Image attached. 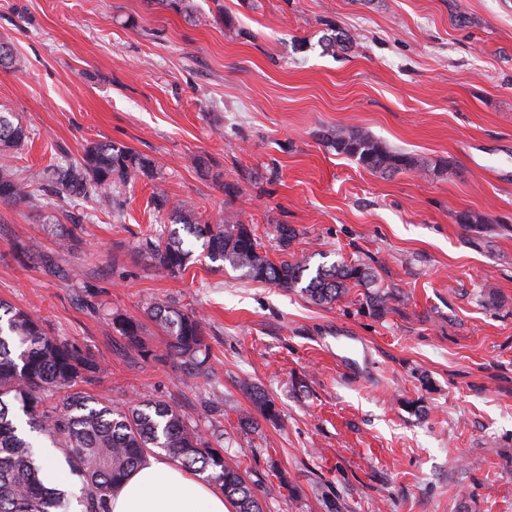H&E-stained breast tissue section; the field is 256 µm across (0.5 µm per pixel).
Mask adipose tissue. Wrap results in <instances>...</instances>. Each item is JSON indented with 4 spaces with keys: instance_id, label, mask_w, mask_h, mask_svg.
<instances>
[{
    "instance_id": "obj_1",
    "label": "adipose tissue",
    "mask_w": 512,
    "mask_h": 512,
    "mask_svg": "<svg viewBox=\"0 0 512 512\" xmlns=\"http://www.w3.org/2000/svg\"><path fill=\"white\" fill-rule=\"evenodd\" d=\"M109 512H230L224 493L177 463L149 458L115 489Z\"/></svg>"
}]
</instances>
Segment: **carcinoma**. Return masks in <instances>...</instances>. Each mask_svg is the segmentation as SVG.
<instances>
[{"mask_svg": "<svg viewBox=\"0 0 512 512\" xmlns=\"http://www.w3.org/2000/svg\"><path fill=\"white\" fill-rule=\"evenodd\" d=\"M323 138L337 153L354 159L369 171L395 174L425 167V162L406 152L392 151L368 132L347 127L328 131ZM29 139L27 130L12 112L0 109V149L18 152ZM155 164L143 155L112 142L92 143L78 160H64L35 175L57 192L93 200L120 197V190L138 174L153 176ZM32 181L0 171V201L36 206ZM170 207L172 223L180 224L201 242L206 257L217 268L228 265L245 278L285 290L300 289L312 302L325 305L342 298L349 285L368 289L369 310L383 316L395 295L377 285L375 273L358 264L320 265L309 273V258L290 251L298 231L276 225L284 257L277 263L263 254L245 224H210L184 201ZM139 253L155 271L169 276L184 273L191 251L179 233L165 238H142ZM147 317L166 335L165 357L178 361L195 378H209V348L202 319L183 312L168 301L146 307ZM112 329L139 348L142 324L118 312L109 314ZM104 355H96L76 343L49 335L29 311L0 301V512H106L112 492L131 471L161 450L182 468L207 474L224 490L235 512H262L254 489L235 469L224 463L223 449L215 448L180 411L162 401L134 398L118 407L85 386L105 372ZM260 415L277 417L273 401L264 389L246 383ZM44 438L64 457L69 474L79 484L75 494L48 482L32 451Z\"/></svg>", "mask_w": 512, "mask_h": 512, "instance_id": "cac0c4a2", "label": "carcinoma"}]
</instances>
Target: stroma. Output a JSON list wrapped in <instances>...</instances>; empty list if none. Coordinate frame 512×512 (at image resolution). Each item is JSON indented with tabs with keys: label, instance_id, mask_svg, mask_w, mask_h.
<instances>
[{
	"label": "stroma",
	"instance_id": "obj_1",
	"mask_svg": "<svg viewBox=\"0 0 512 512\" xmlns=\"http://www.w3.org/2000/svg\"><path fill=\"white\" fill-rule=\"evenodd\" d=\"M191 2L210 23L149 0H0L25 62L0 66V107L30 137L0 167L27 178L112 141L158 168L118 212L44 188L37 207L0 204V299L105 354L96 391L114 405L161 400L220 435L264 512H512V0ZM334 30L350 50L325 52ZM348 125L440 168L366 170L320 137ZM159 195L247 225L275 262L291 225L311 266L372 267L393 309L373 315L360 286L317 305L251 282L191 238L186 272L158 275L136 246L172 227ZM152 299L201 316L209 379L113 331L123 313L163 352ZM243 388L249 393L260 415L264 419L271 421L277 417L275 405L264 389L249 383H245Z\"/></svg>",
	"mask_w": 512,
	"mask_h": 512
}]
</instances>
